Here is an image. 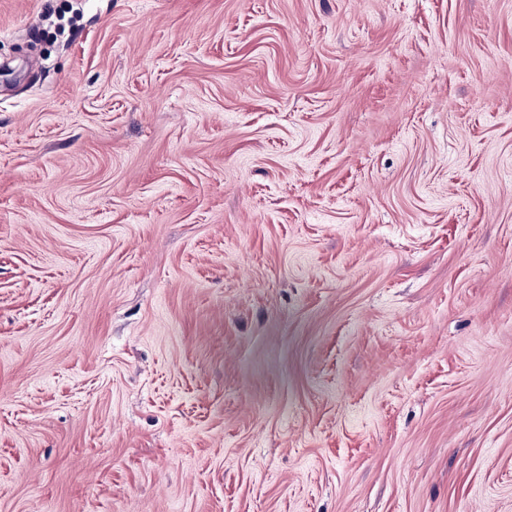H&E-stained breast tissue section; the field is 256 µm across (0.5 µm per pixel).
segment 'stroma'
<instances>
[{
    "label": "stroma",
    "instance_id": "stroma-1",
    "mask_svg": "<svg viewBox=\"0 0 512 512\" xmlns=\"http://www.w3.org/2000/svg\"><path fill=\"white\" fill-rule=\"evenodd\" d=\"M0 512H512V0H0Z\"/></svg>",
    "mask_w": 512,
    "mask_h": 512
}]
</instances>
